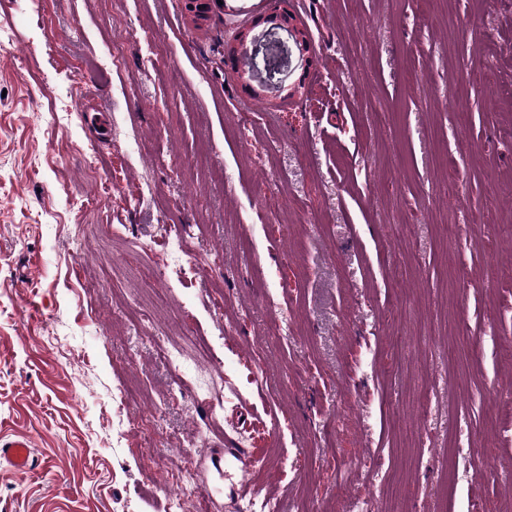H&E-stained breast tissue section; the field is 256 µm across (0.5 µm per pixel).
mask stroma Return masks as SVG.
<instances>
[{"label": "stroma", "instance_id": "obj_1", "mask_svg": "<svg viewBox=\"0 0 512 512\" xmlns=\"http://www.w3.org/2000/svg\"><path fill=\"white\" fill-rule=\"evenodd\" d=\"M288 8L279 100L226 51L268 0H0V438L50 462L0 512H168L186 468L184 512L512 497V0Z\"/></svg>", "mask_w": 512, "mask_h": 512}]
</instances>
